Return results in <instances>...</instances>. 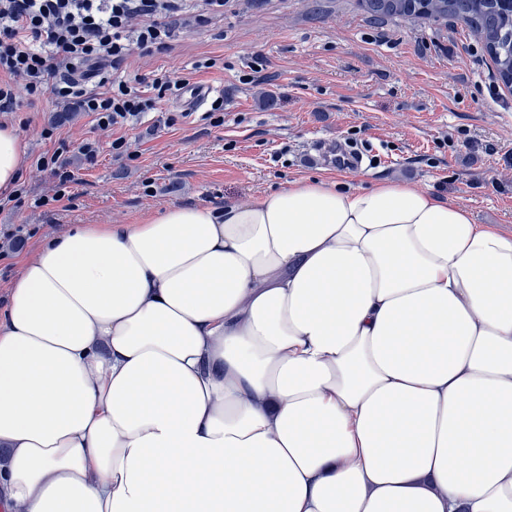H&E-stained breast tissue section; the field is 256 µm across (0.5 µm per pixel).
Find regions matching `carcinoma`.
Returning a JSON list of instances; mask_svg holds the SVG:
<instances>
[{"label": "carcinoma", "instance_id": "carcinoma-1", "mask_svg": "<svg viewBox=\"0 0 512 512\" xmlns=\"http://www.w3.org/2000/svg\"><path fill=\"white\" fill-rule=\"evenodd\" d=\"M367 18H448L464 22L482 39L495 77L512 86V0H360Z\"/></svg>", "mask_w": 512, "mask_h": 512}]
</instances>
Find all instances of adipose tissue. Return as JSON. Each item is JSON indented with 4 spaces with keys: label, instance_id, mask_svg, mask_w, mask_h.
Returning a JSON list of instances; mask_svg holds the SVG:
<instances>
[{
    "label": "adipose tissue",
    "instance_id": "obj_1",
    "mask_svg": "<svg viewBox=\"0 0 512 512\" xmlns=\"http://www.w3.org/2000/svg\"><path fill=\"white\" fill-rule=\"evenodd\" d=\"M0 449L16 512H512V234L321 177L77 226L0 312Z\"/></svg>",
    "mask_w": 512,
    "mask_h": 512
}]
</instances>
